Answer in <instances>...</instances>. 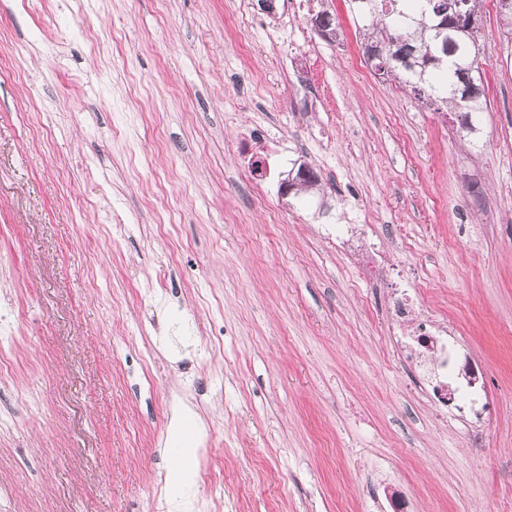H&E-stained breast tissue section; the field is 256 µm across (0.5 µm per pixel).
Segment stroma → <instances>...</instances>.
Instances as JSON below:
<instances>
[{"mask_svg":"<svg viewBox=\"0 0 512 512\" xmlns=\"http://www.w3.org/2000/svg\"><path fill=\"white\" fill-rule=\"evenodd\" d=\"M0 0V512H160L173 408L208 474L161 512H512V37L485 0L479 148L364 55L346 0ZM330 5L339 29L309 19ZM280 138L265 206L230 146ZM446 321L437 413L318 200ZM136 214L116 224L113 208ZM164 271L163 287L154 274ZM301 172L303 173L302 175ZM294 178L300 177V186L295 190L294 194H320L322 190L321 178L317 171L306 162H300L296 168Z\"/></svg>","mask_w":512,"mask_h":512,"instance_id":"1","label":"stroma"}]
</instances>
